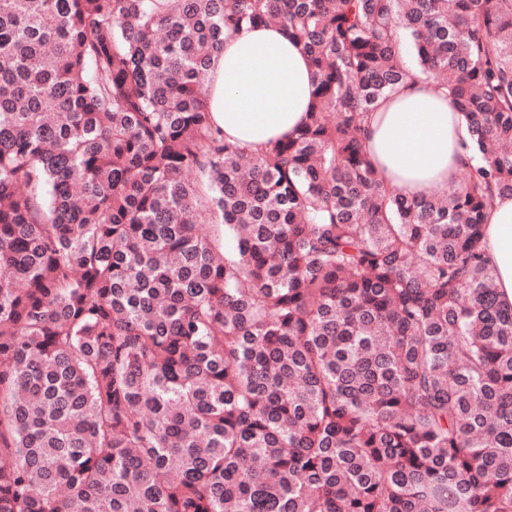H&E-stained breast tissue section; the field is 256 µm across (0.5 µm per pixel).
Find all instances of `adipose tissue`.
I'll return each mask as SVG.
<instances>
[{
  "label": "adipose tissue",
  "mask_w": 512,
  "mask_h": 512,
  "mask_svg": "<svg viewBox=\"0 0 512 512\" xmlns=\"http://www.w3.org/2000/svg\"><path fill=\"white\" fill-rule=\"evenodd\" d=\"M210 109L225 137L256 151L302 123L313 71L302 45L275 26H243L224 36L211 68ZM465 116L421 75L381 99L368 120L371 160L399 193L437 192L469 160ZM501 295L512 302V198L496 199L484 228Z\"/></svg>",
  "instance_id": "ef3b65f1"
}]
</instances>
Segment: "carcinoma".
<instances>
[{
	"mask_svg": "<svg viewBox=\"0 0 512 512\" xmlns=\"http://www.w3.org/2000/svg\"><path fill=\"white\" fill-rule=\"evenodd\" d=\"M244 24L316 77L258 152L209 112ZM415 72L477 164L408 197L363 132ZM503 195L512 0H0V512H512ZM484 235L497 288L512 303V198H496L487 213Z\"/></svg>",
	"mask_w": 512,
	"mask_h": 512,
	"instance_id": "1",
	"label": "carcinoma"
}]
</instances>
